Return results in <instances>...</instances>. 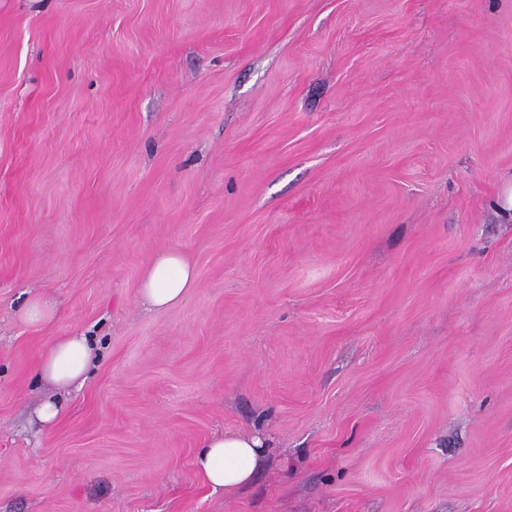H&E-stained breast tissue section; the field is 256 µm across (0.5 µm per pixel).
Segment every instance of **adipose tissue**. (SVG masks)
Masks as SVG:
<instances>
[{"label": "adipose tissue", "mask_w": 512, "mask_h": 512, "mask_svg": "<svg viewBox=\"0 0 512 512\" xmlns=\"http://www.w3.org/2000/svg\"><path fill=\"white\" fill-rule=\"evenodd\" d=\"M196 284V269L177 249L158 251L145 267L139 298L149 308L163 310L180 303ZM94 361V348L87 336H65L41 355L37 371L42 379L60 387L82 385ZM265 442L255 433L228 431L212 436L197 453L194 466L207 483L237 494L248 486L263 464Z\"/></svg>", "instance_id": "1"}]
</instances>
